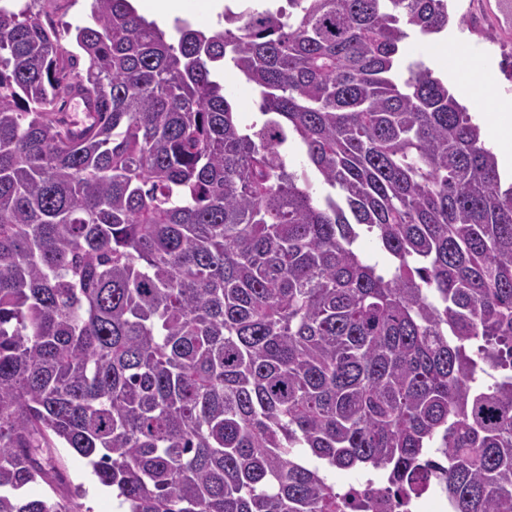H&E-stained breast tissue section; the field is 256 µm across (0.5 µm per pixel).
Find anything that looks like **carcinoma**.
<instances>
[{"instance_id":"obj_1","label":"carcinoma","mask_w":512,"mask_h":512,"mask_svg":"<svg viewBox=\"0 0 512 512\" xmlns=\"http://www.w3.org/2000/svg\"><path fill=\"white\" fill-rule=\"evenodd\" d=\"M37 2L0 8V512H77L58 448L124 512H341L333 469L512 512V186L448 85L398 73L448 0L211 32ZM221 76L224 91L232 96L239 118L243 123H250L254 112H258V98L252 86L231 67H225Z\"/></svg>"}]
</instances>
